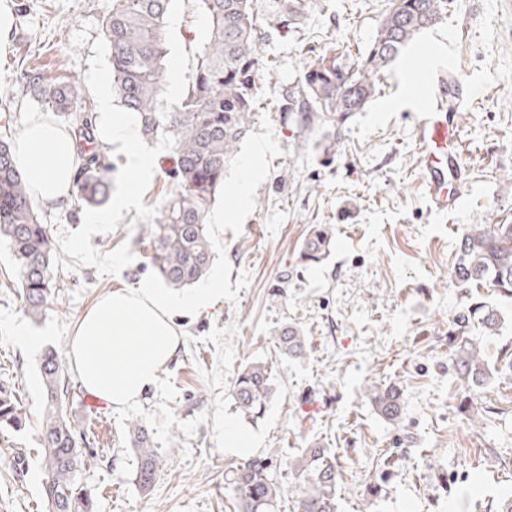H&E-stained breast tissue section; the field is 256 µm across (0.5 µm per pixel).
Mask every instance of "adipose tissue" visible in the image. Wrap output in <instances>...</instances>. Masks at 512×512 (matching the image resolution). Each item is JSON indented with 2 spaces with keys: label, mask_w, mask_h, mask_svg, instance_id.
I'll list each match as a JSON object with an SVG mask.
<instances>
[{
  "label": "adipose tissue",
  "mask_w": 512,
  "mask_h": 512,
  "mask_svg": "<svg viewBox=\"0 0 512 512\" xmlns=\"http://www.w3.org/2000/svg\"><path fill=\"white\" fill-rule=\"evenodd\" d=\"M97 92L99 141L123 149L134 179L142 180L154 158L135 142V116L113 111L105 82H98ZM14 155L37 201L54 204L68 197L78 152L63 128L32 115L16 138ZM223 293L224 277L218 273L189 295L146 282L99 298L79 317L69 352L84 389L117 408L136 406L178 348L175 313L205 310Z\"/></svg>",
  "instance_id": "obj_1"
}]
</instances>
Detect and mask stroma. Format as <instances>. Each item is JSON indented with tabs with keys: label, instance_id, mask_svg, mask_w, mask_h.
<instances>
[{
	"label": "stroma",
	"instance_id": "obj_1",
	"mask_svg": "<svg viewBox=\"0 0 512 512\" xmlns=\"http://www.w3.org/2000/svg\"><path fill=\"white\" fill-rule=\"evenodd\" d=\"M14 27L0 55V138L14 140L40 100L20 80L35 63L74 75L82 103L97 111V80H110L102 23L112 0H15ZM439 24L411 42L381 75L380 90L346 121L327 115L297 128L278 107L314 55L335 54L353 67L374 40L389 0H317L288 35L263 28L259 50L263 107L224 176L210 224L213 271L224 295L208 309L183 313L181 343L159 381L132 409L89 408L77 388L67 416L86 438L90 460L77 474L94 512H235L224 470L252 457L272 462L281 488L278 512H298L304 449L335 453L342 470L338 512H497L512 497V304L490 288H462L449 272L458 239L474 225L512 223V0H449ZM177 23L168 58L191 74L188 33L207 23L194 0H175ZM454 56L474 85L473 105L459 114L463 161L471 181L458 211H430L410 131L426 93L413 65L420 50ZM249 200L235 210L236 186ZM160 169L140 182L133 205L96 211L76 195L38 212L56 241L62 286L51 309L25 314L17 275L0 241V384L29 417L19 432L0 430V512H44L39 463L42 350L21 344L16 324L50 328L46 346L67 358L79 316L106 292L154 281L145 265L147 228L158 215ZM318 224L332 225L334 245L318 265L300 260ZM479 299L509 316L497 333H478L491 385L461 379L448 333ZM299 326L305 357L283 355L272 336ZM269 366L275 393L261 419L241 416L233 398L240 366ZM399 385V421L380 417L364 391ZM145 426L160 460L150 494L134 484L130 423ZM233 429L251 438L241 452L224 446ZM28 466L16 474L13 456Z\"/></svg>",
	"mask_w": 512,
	"mask_h": 512
}]
</instances>
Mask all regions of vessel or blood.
<instances>
[{"mask_svg": "<svg viewBox=\"0 0 512 512\" xmlns=\"http://www.w3.org/2000/svg\"><path fill=\"white\" fill-rule=\"evenodd\" d=\"M429 92L417 112L412 137L419 151L421 182L431 207L438 213L455 211L470 171L461 159L463 140L456 114L474 96L454 67L429 66L425 72Z\"/></svg>", "mask_w": 512, "mask_h": 512, "instance_id": "1", "label": "vessel or blood"}]
</instances>
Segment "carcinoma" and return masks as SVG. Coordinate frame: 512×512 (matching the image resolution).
<instances>
[{
  "instance_id": "obj_1",
  "label": "carcinoma",
  "mask_w": 512,
  "mask_h": 512,
  "mask_svg": "<svg viewBox=\"0 0 512 512\" xmlns=\"http://www.w3.org/2000/svg\"><path fill=\"white\" fill-rule=\"evenodd\" d=\"M207 18L202 41L188 39L191 75L178 101L163 97L173 0H112L103 21L110 48L112 89L119 105L137 118L144 140L161 137L169 144L162 169L167 190L159 217L149 228L153 273L174 288L202 279L214 259L207 218L236 149L250 131L260 104L259 25L288 34L315 0H275L267 9L257 0H195ZM448 13V0H389L377 35L348 71L336 56L318 53L306 64L298 83L285 92L280 110L310 127L314 113H334L347 119L361 111L379 90L381 73L424 29ZM26 82L56 114H70L71 135L80 150L76 176L78 201L86 207L105 205L112 187L111 165L101 152L92 118L80 106L77 82L40 67L25 74ZM8 241L25 311L38 317L50 308L57 288V245L33 205L30 185L23 177L9 141L0 139V239ZM333 233L319 224L304 240L302 256L319 261L329 251ZM458 260L449 277L464 288L492 287L512 299V224L486 225L465 231L458 241ZM461 323L476 320L496 329L500 311L476 305L460 315ZM284 355H306L307 346L294 325L273 332ZM453 365L475 388L492 383L494 373L480 359V350L467 336H457ZM45 416L41 425V468L45 473L41 497L46 512H93L91 498L79 490L75 475L88 461L79 446L80 433L68 420L71 397L68 375L52 349L40 359ZM274 394L271 372L262 362L245 365L234 386L236 407L248 417L261 414ZM365 397L378 415L395 422L402 416V391L396 385L372 386ZM26 416L15 394L0 387V428L17 431ZM137 458L134 482L139 491L152 489L159 459L146 429L129 426ZM297 467L305 475L299 512H336L339 469L336 456L325 448H309ZM238 512H274L279 487L266 464L255 460L231 467L229 477Z\"/></svg>"
}]
</instances>
